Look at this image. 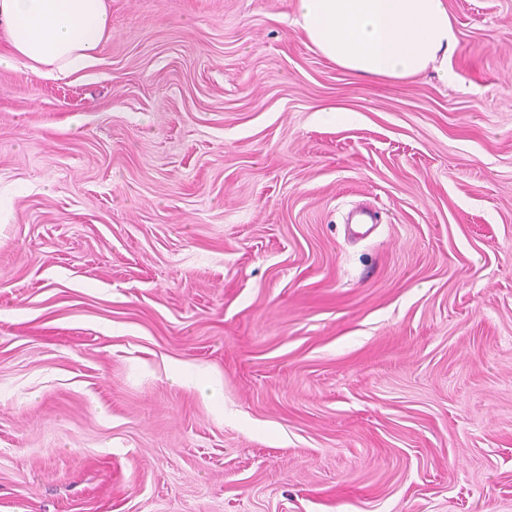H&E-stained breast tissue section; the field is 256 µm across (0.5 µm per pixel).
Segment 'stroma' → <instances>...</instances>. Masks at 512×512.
<instances>
[{
  "label": "stroma",
  "mask_w": 512,
  "mask_h": 512,
  "mask_svg": "<svg viewBox=\"0 0 512 512\" xmlns=\"http://www.w3.org/2000/svg\"><path fill=\"white\" fill-rule=\"evenodd\" d=\"M442 81L296 0H108L0 69V512H512V0ZM108 0H0V67L66 78L94 67L110 35Z\"/></svg>",
  "instance_id": "stroma-1"
}]
</instances>
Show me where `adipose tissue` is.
Here are the masks:
<instances>
[{"label":"adipose tissue","mask_w":512,"mask_h":512,"mask_svg":"<svg viewBox=\"0 0 512 512\" xmlns=\"http://www.w3.org/2000/svg\"><path fill=\"white\" fill-rule=\"evenodd\" d=\"M297 26L325 58L361 77L448 73L457 36L444 0H297ZM110 34L107 0H0V67L68 77L94 67Z\"/></svg>","instance_id":"obj_1"}]
</instances>
